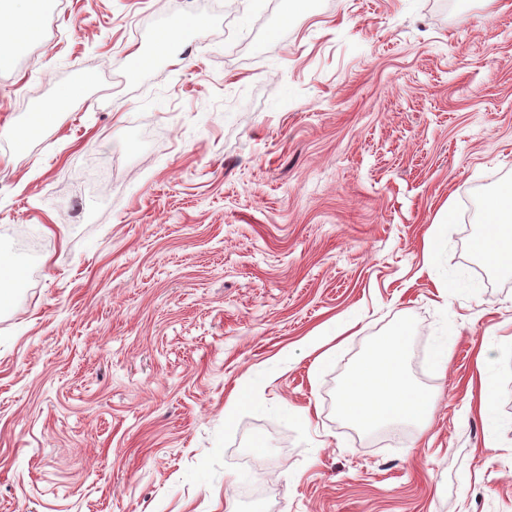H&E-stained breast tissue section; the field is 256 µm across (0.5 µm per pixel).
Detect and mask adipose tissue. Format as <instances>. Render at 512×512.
Listing matches in <instances>:
<instances>
[{"label":"adipose tissue","instance_id":"1","mask_svg":"<svg viewBox=\"0 0 512 512\" xmlns=\"http://www.w3.org/2000/svg\"><path fill=\"white\" fill-rule=\"evenodd\" d=\"M40 2L0 0V69L9 66L37 32ZM447 221L448 215L443 212L431 225L425 238L422 270L434 273L436 287H465L469 284L466 274L449 269L442 258ZM474 249L498 269L512 272V191L498 194L494 204L487 206L486 222L474 240ZM490 349V343H482L477 354L481 387L478 408L493 433L498 429L493 415L498 364ZM409 354L410 340L405 334L376 341L338 390L340 415L367 433L392 423L425 431L435 397L411 380L407 372Z\"/></svg>","mask_w":512,"mask_h":512}]
</instances>
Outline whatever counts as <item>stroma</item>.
<instances>
[{"instance_id": "1", "label": "stroma", "mask_w": 512, "mask_h": 512, "mask_svg": "<svg viewBox=\"0 0 512 512\" xmlns=\"http://www.w3.org/2000/svg\"><path fill=\"white\" fill-rule=\"evenodd\" d=\"M40 11L0 70V127L65 102L38 136L0 137V235L19 246L0 282V512H512V275L472 248L512 183V0ZM188 15L204 25L161 53L160 22ZM444 207L469 289L420 272ZM352 314L315 364L306 338ZM400 331L433 417L370 439L336 391ZM492 334L488 451L469 398ZM455 334L448 332V321L438 328L435 336L432 337L434 346L433 366L437 373L444 375L448 369V356L453 344Z\"/></svg>"}]
</instances>
